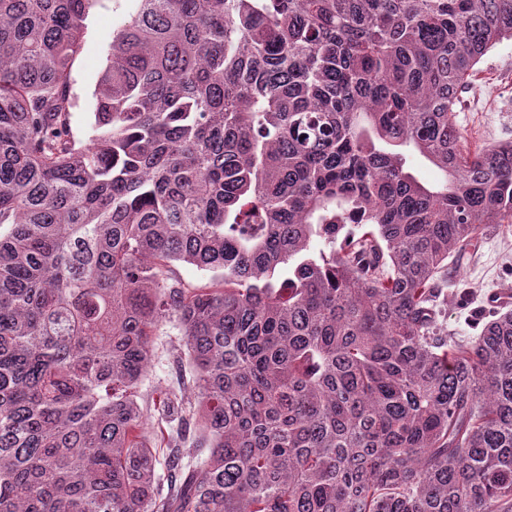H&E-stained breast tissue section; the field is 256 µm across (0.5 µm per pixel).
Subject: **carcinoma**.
Returning <instances> with one entry per match:
<instances>
[{
  "mask_svg": "<svg viewBox=\"0 0 512 512\" xmlns=\"http://www.w3.org/2000/svg\"><path fill=\"white\" fill-rule=\"evenodd\" d=\"M97 2L0 0V512H512V311L440 287L512 224L455 122L512 0H138L83 141ZM157 334L154 336L156 354L143 386V390L153 392L154 396L174 385L177 367L173 364V354L178 357L184 350V336L175 322H164Z\"/></svg>",
  "mask_w": 512,
  "mask_h": 512,
  "instance_id": "1",
  "label": "carcinoma"
}]
</instances>
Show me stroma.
<instances>
[{
  "mask_svg": "<svg viewBox=\"0 0 512 512\" xmlns=\"http://www.w3.org/2000/svg\"><path fill=\"white\" fill-rule=\"evenodd\" d=\"M137 7V0H99L87 20L84 50L73 66V91L78 105L71 115L75 137L93 134V91L107 63L114 30ZM469 147L512 140V41L490 50L463 86L455 114ZM448 327L459 335L469 333L470 314L485 307L494 291L512 292V225L488 233L475 253L465 255L450 269ZM156 354L144 380L148 392L162 393L175 382L174 355L184 349V337L173 322L163 323L155 338Z\"/></svg>",
  "mask_w": 512,
  "mask_h": 512,
  "instance_id": "stroma-1",
  "label": "stroma"
}]
</instances>
